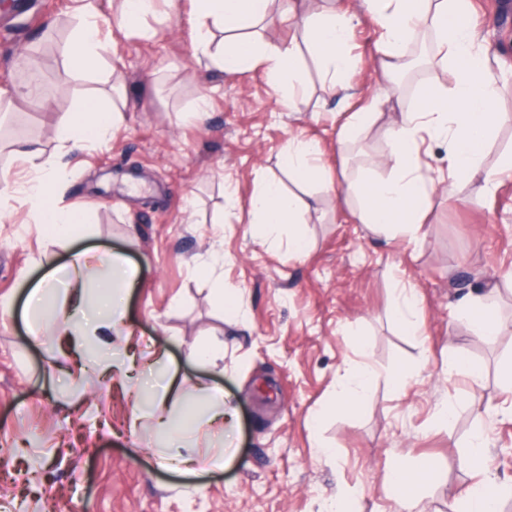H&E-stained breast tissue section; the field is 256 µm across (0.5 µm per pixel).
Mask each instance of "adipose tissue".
<instances>
[{
	"label": "adipose tissue",
	"mask_w": 512,
	"mask_h": 512,
	"mask_svg": "<svg viewBox=\"0 0 512 512\" xmlns=\"http://www.w3.org/2000/svg\"><path fill=\"white\" fill-rule=\"evenodd\" d=\"M197 38L193 52L210 58L217 69L235 70L245 65L264 69L276 89L296 91L297 55L295 45L277 46L249 35V27L270 17V0H194ZM376 15L381 28L378 48L380 68L391 74L405 65V46L422 27L437 36L441 64L451 66L454 83L447 89L428 92L409 112L401 113L389 132V151L383 161L386 177L368 181L360 190L358 220L387 234H405L418 240L424 214L441 184L456 186L466 179L475 195L488 193L502 174L512 175V155L501 156L494 168H486L484 159L496 130L506 120L499 112L498 77L489 59L479 47V34L470 23L472 0H364ZM288 16L301 20L318 51L329 77V88L338 91L341 74L352 62L349 41L354 18L330 8L319 13L302 12L297 0H289ZM74 67L82 72H100L105 46L95 22L86 20L76 28L70 47ZM117 119L108 101L85 102L59 124L62 148L74 150L92 140L110 138ZM437 139L448 145L446 170L433 173L421 164L420 151L425 139ZM20 159L35 171L29 196L37 207L41 222L56 224L58 231H69L78 223L77 213L59 207L55 191L64 170L38 148L19 145ZM303 204L273 183L263 184L252 199L249 218L261 225L265 237L277 236L282 225L303 221ZM107 265L113 278L132 283L137 269L119 253L98 258L78 252L69 265L55 269L32 289L25 307L32 312L50 311L55 323L66 334L83 338L102 333L124 323L126 305L106 291L98 314L65 305L50 306L63 281L88 270L92 264ZM434 477V468L426 458L411 467L392 468L387 477L388 491L403 512H413L420 489Z\"/></svg>",
	"instance_id": "obj_1"
}]
</instances>
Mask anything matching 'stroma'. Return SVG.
Segmentation results:
<instances>
[{
    "instance_id": "35a3bbf8",
    "label": "stroma",
    "mask_w": 512,
    "mask_h": 512,
    "mask_svg": "<svg viewBox=\"0 0 512 512\" xmlns=\"http://www.w3.org/2000/svg\"><path fill=\"white\" fill-rule=\"evenodd\" d=\"M113 0H6L0 5V512H327L332 496L354 493L359 512H397L387 475L425 457L436 480L421 490L423 512H448L475 480L470 440L487 436L484 463L512 512V179L477 197L467 182L439 186L418 244L360 224L351 195L378 172L387 131L424 93L453 83L451 69L425 66L383 80L381 30L362 0L346 90L330 93L307 32L291 20L260 38L299 47V94L284 100L262 69L218 71L196 60L192 0L150 21V37L120 29ZM473 23L510 79L497 108L512 114V0H473ZM93 13L111 75H79L65 48ZM41 101L19 100L29 65ZM127 100L112 137L69 152L56 202L87 211L77 234L37 223L18 144L53 153L59 122L85 97ZM207 101V117L192 112ZM377 113L346 154L336 134L353 112ZM316 143L329 182L301 183L283 163L289 138ZM308 201L302 224L264 241L249 222L259 176ZM121 253L137 268L127 318L96 351L75 353L61 333L29 340L26 295L74 253ZM417 295L422 333L404 335L396 285ZM238 301L225 312L221 297ZM483 298L501 323L494 339L460 319ZM223 344L208 362L192 350ZM463 357L484 368L480 382L449 373ZM366 364L379 380L359 411L332 405L345 370ZM414 377L387 378L404 369ZM224 391L233 428L206 430L190 472L166 467L187 410L210 404L189 389L187 403L162 396L166 370ZM448 407L450 418L436 413Z\"/></svg>"
}]
</instances>
